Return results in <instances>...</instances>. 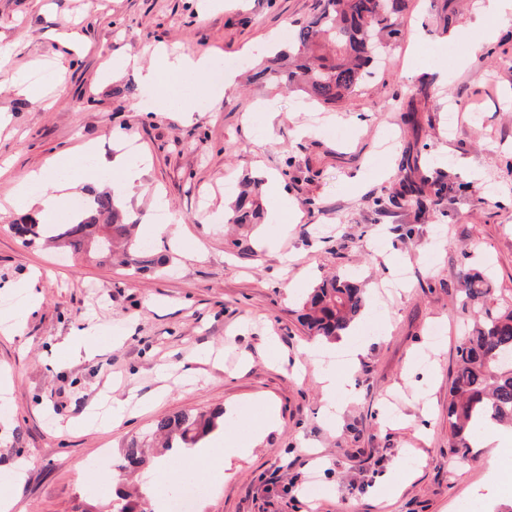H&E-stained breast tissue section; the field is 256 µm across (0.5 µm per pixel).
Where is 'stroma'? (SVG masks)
<instances>
[{
    "instance_id": "obj_1",
    "label": "stroma",
    "mask_w": 512,
    "mask_h": 512,
    "mask_svg": "<svg viewBox=\"0 0 512 512\" xmlns=\"http://www.w3.org/2000/svg\"><path fill=\"white\" fill-rule=\"evenodd\" d=\"M473 5L406 0L374 77L325 107L252 78L316 0H0V301L20 321L0 334V497L14 512H105L118 472L103 451L160 417L230 403L252 418L272 404L280 423L232 476L196 463L207 487L196 512H446L468 500L489 451L448 458V384L475 318L459 291L487 267L486 306L512 298V19L470 51L454 36ZM156 47L206 56L235 82L192 85L187 112L146 108L150 90L112 58L145 61ZM60 67L64 90L33 86L45 103L12 87L17 73ZM132 139L143 164L127 208L142 224L170 214L141 237L167 267L136 274L14 234L29 215L10 203L21 179L61 154L112 160ZM266 169L298 208L273 244L266 224L226 219ZM433 172L451 186L443 199L373 208ZM339 271L365 291L355 336L380 341L334 425L320 379L346 349L311 345L298 314ZM29 279L38 301L17 297ZM117 405L113 425L85 426ZM386 471L401 486L371 492Z\"/></svg>"
}]
</instances>
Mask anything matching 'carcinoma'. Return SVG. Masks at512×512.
Segmentation results:
<instances>
[{
    "label": "carcinoma",
    "mask_w": 512,
    "mask_h": 512,
    "mask_svg": "<svg viewBox=\"0 0 512 512\" xmlns=\"http://www.w3.org/2000/svg\"><path fill=\"white\" fill-rule=\"evenodd\" d=\"M404 0H318L317 14L309 23H298L290 37L297 45L293 60L283 66L284 54L267 60L259 78L286 82L307 93L321 106L332 105L354 93L370 76L383 36L401 34L397 16ZM451 190L443 177L425 175L420 181L405 180L389 201L440 199ZM259 212L248 195L240 196L235 222L255 224ZM135 224L127 221L120 200L110 193L96 196L86 210L75 214L69 224H40L29 218L12 225L26 241L44 240L75 253H92L102 262L120 255V263L141 273L163 266L141 247L132 248ZM490 294L489 278L474 273L466 276L463 305L485 301ZM364 291L356 280L337 275L313 289L303 302L299 319L312 337L328 341L348 330L362 316ZM448 401V456L473 453L474 430L478 423L512 426V302L484 309L472 336L458 349V364L451 377ZM224 428V409H194L157 419L122 449L117 469L134 474L152 462L195 448L211 432ZM110 512H146L145 491L134 487L119 491Z\"/></svg>",
    "instance_id": "carcinoma-1"
}]
</instances>
